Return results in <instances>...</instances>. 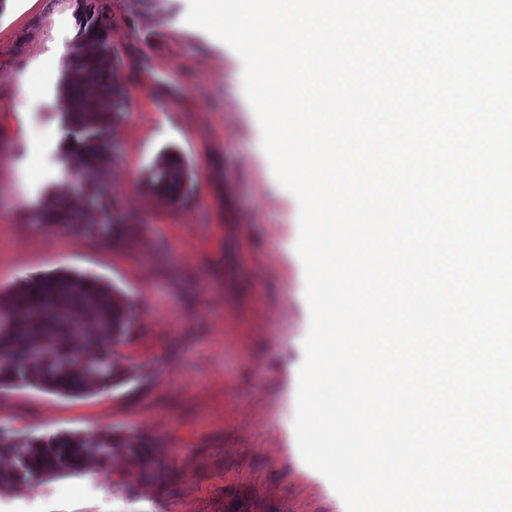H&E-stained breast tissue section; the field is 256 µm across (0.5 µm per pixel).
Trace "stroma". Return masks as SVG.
I'll use <instances>...</instances> for the list:
<instances>
[{
	"label": "stroma",
	"mask_w": 512,
	"mask_h": 512,
	"mask_svg": "<svg viewBox=\"0 0 512 512\" xmlns=\"http://www.w3.org/2000/svg\"><path fill=\"white\" fill-rule=\"evenodd\" d=\"M94 5L110 22L128 107L113 126L99 182L112 199L94 225L105 243L38 214L74 185L59 83ZM188 0H0V290L68 270L109 283L131 305L130 339L111 387L86 396L0 387V428L19 442L49 436H138L159 476L116 453L0 492V512H337L306 468L294 421L310 329L299 203L277 188L244 93L241 58L185 22ZM54 79L20 88L37 68ZM59 137L28 156L23 126ZM188 163L191 186L170 203L147 188L155 160ZM81 494H73V487Z\"/></svg>",
	"instance_id": "1"
}]
</instances>
